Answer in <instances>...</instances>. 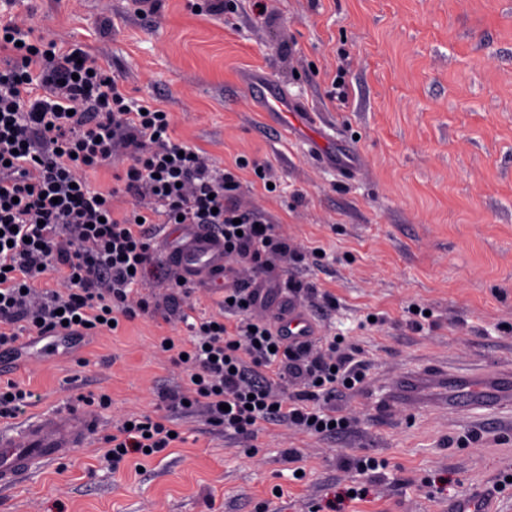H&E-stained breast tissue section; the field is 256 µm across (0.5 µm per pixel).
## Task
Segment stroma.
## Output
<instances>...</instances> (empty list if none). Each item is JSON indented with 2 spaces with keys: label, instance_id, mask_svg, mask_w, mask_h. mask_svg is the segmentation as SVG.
<instances>
[{
  "label": "stroma",
  "instance_id": "35a3bbf8",
  "mask_svg": "<svg viewBox=\"0 0 512 512\" xmlns=\"http://www.w3.org/2000/svg\"><path fill=\"white\" fill-rule=\"evenodd\" d=\"M22 0L37 34L88 44L128 96L170 112L172 133L215 170L226 197L288 242L273 280L314 325L354 351L361 381L322 402L347 428L266 425L225 435L175 413L164 451L103 459L115 422L160 408L186 380L165 338L184 314H222L178 273L139 289L152 314L73 349L28 342L0 375L31 392L24 420L78 408L100 426L85 447L0 490V512H449L474 491L512 512V410L448 406L438 372L512 366V0ZM286 92L289 120L253 107L250 74ZM373 458L377 469L354 462ZM339 499V498H338Z\"/></svg>",
  "mask_w": 512,
  "mask_h": 512
}]
</instances>
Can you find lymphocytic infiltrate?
<instances>
[{
  "mask_svg": "<svg viewBox=\"0 0 512 512\" xmlns=\"http://www.w3.org/2000/svg\"><path fill=\"white\" fill-rule=\"evenodd\" d=\"M164 109L140 108L92 48L36 38L12 13L0 14V351L15 352L22 337L52 339L70 348L109 330L111 323L151 313L134 286L153 272V242L164 225H204L226 254L262 267L271 250H287L274 227L239 211L225 192L234 171L215 172L208 158L172 136ZM122 168L112 187L90 176ZM133 197L115 212L118 195ZM231 321L189 324L174 361L191 366L183 390L165 395L168 407L203 408L225 433L251 436L285 422L326 433L331 415L319 398L360 381L351 356H313L305 340H288L253 319L258 287L224 291ZM305 379L307 392L280 398L275 382ZM165 415L131 417L107 439L113 463L135 448L158 453L172 442Z\"/></svg>",
  "mask_w": 512,
  "mask_h": 512,
  "instance_id": "f902f5d3",
  "label": "lymphocytic infiltrate"
}]
</instances>
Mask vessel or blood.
<instances>
[{
  "label": "vessel or blood",
  "mask_w": 512,
  "mask_h": 512,
  "mask_svg": "<svg viewBox=\"0 0 512 512\" xmlns=\"http://www.w3.org/2000/svg\"><path fill=\"white\" fill-rule=\"evenodd\" d=\"M252 103L265 111L287 115L288 99L272 81L256 75L247 82ZM181 247L174 251L172 264L180 276L192 283L208 285L224 281V246L210 238L197 224L178 228ZM274 324L282 334L293 339L312 335L310 323L299 312L278 313ZM512 390V371H495L489 377L475 380L457 376L455 394L450 401L457 408L481 406L497 409L505 404ZM98 427L96 420L78 410L47 411L35 420L0 433V488L11 486L19 477L35 470L39 464L59 459L83 447ZM453 512H497L496 505L484 494L461 499Z\"/></svg>",
  "instance_id": "obj_1"
}]
</instances>
